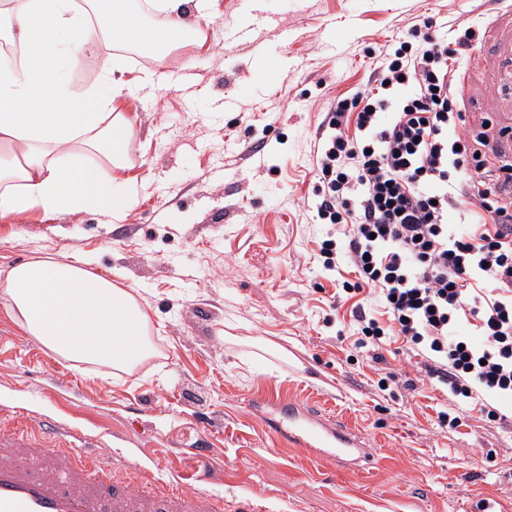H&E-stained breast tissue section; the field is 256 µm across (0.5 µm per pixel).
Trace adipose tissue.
<instances>
[{"mask_svg": "<svg viewBox=\"0 0 512 512\" xmlns=\"http://www.w3.org/2000/svg\"><path fill=\"white\" fill-rule=\"evenodd\" d=\"M0 8L17 63H0V219L20 224L95 210L120 219L139 186L124 172L133 126L116 103L126 88L120 59H106L84 88L68 76L100 42L169 53L198 31L189 0H159L163 26L129 0H7ZM85 257L46 252L9 268L0 302L23 331L76 363L132 370L154 356L137 289L95 273Z\"/></svg>", "mask_w": 512, "mask_h": 512, "instance_id": "1", "label": "adipose tissue"}]
</instances>
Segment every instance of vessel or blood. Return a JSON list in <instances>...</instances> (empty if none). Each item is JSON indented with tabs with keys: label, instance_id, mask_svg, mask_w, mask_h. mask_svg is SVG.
Masks as SVG:
<instances>
[{
	"label": "vessel or blood",
	"instance_id": "b4317fda",
	"mask_svg": "<svg viewBox=\"0 0 512 512\" xmlns=\"http://www.w3.org/2000/svg\"><path fill=\"white\" fill-rule=\"evenodd\" d=\"M252 407L278 438L337 468L361 471L373 462L364 437L315 404L256 400ZM15 415L31 417L37 433L0 426V512H217L202 491L211 475L208 449H198L193 469L169 484L145 469L117 479L109 454L88 448L81 432L23 408Z\"/></svg>",
	"mask_w": 512,
	"mask_h": 512
}]
</instances>
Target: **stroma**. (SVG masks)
Listing matches in <instances>:
<instances>
[{
  "mask_svg": "<svg viewBox=\"0 0 512 512\" xmlns=\"http://www.w3.org/2000/svg\"><path fill=\"white\" fill-rule=\"evenodd\" d=\"M201 41L146 61L122 51L119 105L135 137L128 176L139 197L121 220L93 211L25 223L0 220V271L37 251L94 255L96 270L139 289L157 350L131 371L70 361L24 333L0 305V404L82 430L121 459L170 480L193 465L198 423L214 421L215 476L204 491L221 512L239 498L265 512H512V420L461 413L442 426L446 387L421 357L388 340L382 361L360 348L338 297L345 266L325 268L316 213L318 128L329 105L374 78L371 51L406 40L430 18L432 37L472 25L478 41L512 45V0H205ZM253 13L251 36L224 31ZM456 103L449 137L512 128V94L495 56ZM193 76L192 92L173 80ZM155 82L140 87L145 73ZM415 388H407L406 380ZM312 400L363 434L370 469L339 471L276 438L251 400Z\"/></svg>",
  "mask_w": 512,
  "mask_h": 512,
  "instance_id": "stroma-1",
  "label": "stroma"
}]
</instances>
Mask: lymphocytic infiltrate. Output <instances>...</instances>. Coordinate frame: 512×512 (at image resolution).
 Segmentation results:
<instances>
[{
    "label": "lymphocytic infiltrate",
    "mask_w": 512,
    "mask_h": 512,
    "mask_svg": "<svg viewBox=\"0 0 512 512\" xmlns=\"http://www.w3.org/2000/svg\"><path fill=\"white\" fill-rule=\"evenodd\" d=\"M476 33L402 41L382 55L372 86L332 103L318 137L324 267L345 261L387 317L353 316L361 346L402 339L456 403L496 419L491 397H512V163L485 134L449 139L454 62ZM482 338L456 335L466 318Z\"/></svg>",
    "instance_id": "lymphocytic-infiltrate-1"
}]
</instances>
